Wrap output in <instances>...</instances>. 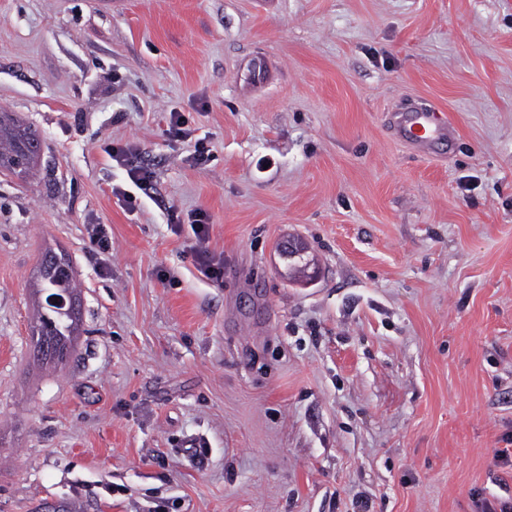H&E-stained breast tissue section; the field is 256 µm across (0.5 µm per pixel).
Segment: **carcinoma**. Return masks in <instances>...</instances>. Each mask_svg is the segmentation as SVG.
Here are the masks:
<instances>
[{
    "mask_svg": "<svg viewBox=\"0 0 512 512\" xmlns=\"http://www.w3.org/2000/svg\"><path fill=\"white\" fill-rule=\"evenodd\" d=\"M42 142L37 132L11 112H0V170L18 178L34 167ZM34 293L38 302L32 317L35 347L46 348L39 361L56 367L66 361L81 335V288L70 262L53 252L44 255Z\"/></svg>",
    "mask_w": 512,
    "mask_h": 512,
    "instance_id": "carcinoma-1",
    "label": "carcinoma"
}]
</instances>
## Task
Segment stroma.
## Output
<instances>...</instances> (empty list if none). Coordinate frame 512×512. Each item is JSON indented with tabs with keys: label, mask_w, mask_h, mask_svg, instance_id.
<instances>
[{
	"label": "stroma",
	"mask_w": 512,
	"mask_h": 512,
	"mask_svg": "<svg viewBox=\"0 0 512 512\" xmlns=\"http://www.w3.org/2000/svg\"><path fill=\"white\" fill-rule=\"evenodd\" d=\"M410 102L452 151L393 136ZM0 112L43 141L0 171V512L512 501V0H0ZM49 249L83 284L58 370L30 333ZM133 151L128 146L112 145V159L127 167L130 181L140 190H146L150 183V172L134 164ZM206 216L202 212H197L191 216L190 228L200 245L195 251V257L206 277L211 280L218 281L222 279L224 271L219 263H214L207 249L202 246L208 236V224H206Z\"/></svg>",
	"instance_id": "stroma-1"
}]
</instances>
